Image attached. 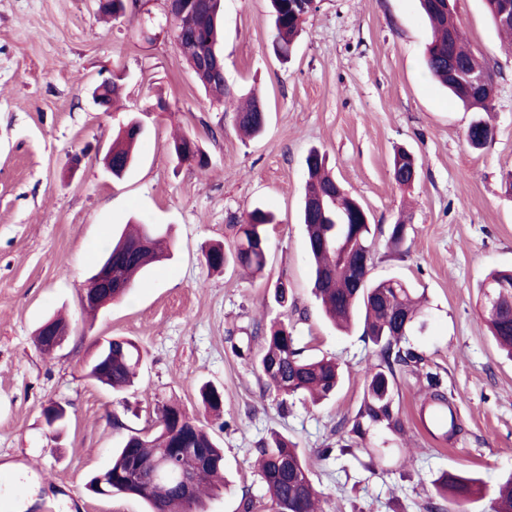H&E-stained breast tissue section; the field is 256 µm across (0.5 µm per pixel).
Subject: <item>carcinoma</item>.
<instances>
[{"mask_svg":"<svg viewBox=\"0 0 512 512\" xmlns=\"http://www.w3.org/2000/svg\"><path fill=\"white\" fill-rule=\"evenodd\" d=\"M140 0H99L98 10L106 15L140 11ZM272 17L271 42L274 53L282 60L294 51L295 41L307 16L314 10L315 0H305L307 8L297 0H268ZM458 0H421V7L431 25V39L425 50L424 64L428 74L448 88L452 96L474 112H490L493 104L484 94L461 91L448 83V71L460 77L483 72L467 44L465 32L457 20ZM488 9L502 36L512 45V25L500 21L506 5L512 0H487ZM171 9L181 21L185 39L180 53L197 78L206 96L222 101L233 94L232 89L206 69L200 60L218 47V26L223 0H192L187 16H182L183 0H172ZM102 104L108 107L120 96L117 83L96 87ZM268 121L266 108L256 97H250L235 113L238 131L248 138L263 134ZM142 133L140 121L128 117L119 125L112 142V156L105 157L112 176L120 179L134 163V148ZM494 138L493 127L483 118L472 120L467 141L475 149L485 147ZM171 155L180 163L208 165L197 142L180 135L173 140ZM418 164L404 151L393 158L391 174L395 183L410 185L409 167ZM306 179L300 207V223L306 231V244L313 262V290L324 316L337 328L352 326L362 329L365 342L371 344V355L365 359L363 396L354 413L341 424L343 436L337 448H321L318 453L330 457L365 455L363 466L375 472L382 454L368 447L370 437L378 430L402 436L406 433L400 417L398 375L421 372L427 383L419 410L428 405L450 403L440 374L431 369L426 358L407 345V336L424 310L415 289L397 279L356 281L342 265V253L336 251V238L344 240L354 255L373 250L375 234L362 203L350 193H336L337 179L328 168L326 155L318 149L309 150ZM276 223L275 214L256 206L244 212L232 225L233 250L221 244L201 247L205 265L220 270L232 263L252 275L264 272L269 251L264 226ZM170 232L157 224L133 222L105 247L97 267L112 265V286L101 288L95 300L83 309L96 313L125 298L144 272L166 258L162 244ZM491 282L508 285L499 293L497 304L484 308L485 322L499 348L512 359V270L494 271L479 284ZM272 300L281 308L293 304L292 291L278 279L269 287ZM68 325L60 316L46 318L36 329L38 347L51 352L50 341L65 332ZM253 337L261 338L262 348L255 361L266 388L286 402L302 396L314 405L336 397L343 383V372L332 358L306 353L293 326L283 320L257 325ZM96 353L86 365V376L115 392L127 390L134 383L143 355L130 340L110 337L95 341ZM203 405L218 412L223 407V394L214 386L199 389ZM151 425L121 437L112 455V463L103 477L112 479L104 485L111 493H123L143 500L148 512H206V491L218 495L224 489V452L214 436L177 403H163L154 410ZM258 473L266 487L265 508L270 512H325L326 498L311 478L306 456L288 437L273 434L271 441L257 448ZM166 458L171 468L160 481L145 474L135 479L128 476L132 464L149 466ZM191 482L193 493L186 496L180 488L178 474ZM434 497L423 505L425 512H446L453 505L459 512H473L481 501L480 481L472 477L444 473L432 481ZM492 512H512V474L503 478L494 489Z\"/></svg>","mask_w":512,"mask_h":512,"instance_id":"carcinoma-1","label":"carcinoma"}]
</instances>
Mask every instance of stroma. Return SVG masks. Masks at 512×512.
<instances>
[{"instance_id":"1","label":"stroma","mask_w":512,"mask_h":512,"mask_svg":"<svg viewBox=\"0 0 512 512\" xmlns=\"http://www.w3.org/2000/svg\"><path fill=\"white\" fill-rule=\"evenodd\" d=\"M165 0L144 12L103 19L98 0H0V512H147L136 498L100 496L89 480L104 472L119 444L108 414L144 429L158 404L176 401L224 448L226 490L208 512H241L242 494L265 499L251 466L259 441L277 432L304 451L327 512H424L431 482L469 471L485 491L512 473V360L480 315L478 283L512 268V54L500 45L486 0H458V17L496 88L494 139L472 149L470 112L429 79L430 29L419 0H319L288 61L271 48L267 0H224V80L235 94L257 91L269 121L263 135L241 138L232 102H209L171 37L159 29ZM121 78L125 110L104 111L92 91L101 77ZM167 103L156 110L157 99ZM141 118L137 164L109 175L108 148L123 114ZM208 155L201 169L172 159L174 131ZM325 152L339 182L376 224L371 277L407 281L427 298L409 344L440 373L456 403L460 433L442 442L418 422L421 383L399 378L405 436L376 432L385 454L376 472L350 456L328 460L336 426L357 408L371 349L320 316L311 292L306 234L298 212L310 148ZM419 160L412 185L391 176L397 148ZM81 156L70 168L72 156ZM263 206L268 225L264 278L233 267L214 272L207 243L231 246L246 210ZM171 225L175 249L128 298L86 320L80 295L92 257L130 218ZM407 224V250L387 245L391 224ZM288 281V315L311 353L336 358L344 384L328 404L279 407L254 366L255 324L278 319L266 284ZM62 311L71 335L44 354L33 332ZM136 342L147 353L137 385L116 395L86 379L101 337ZM249 344L251 356L233 344ZM224 394V410H205L202 383ZM67 412L63 430L44 417L51 403Z\"/></svg>"}]
</instances>
